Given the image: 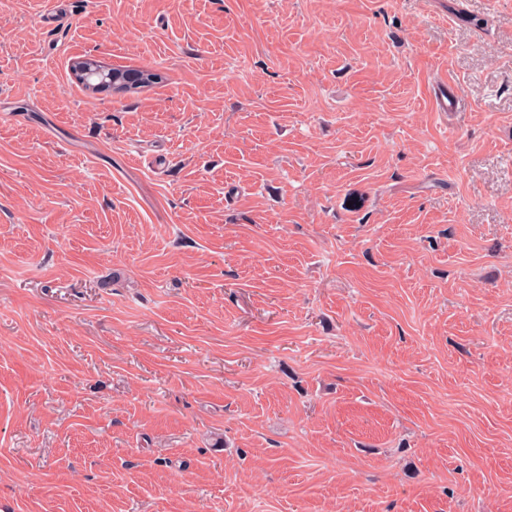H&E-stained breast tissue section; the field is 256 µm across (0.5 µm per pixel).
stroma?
Masks as SVG:
<instances>
[{"label": "stroma", "instance_id": "stroma-1", "mask_svg": "<svg viewBox=\"0 0 512 512\" xmlns=\"http://www.w3.org/2000/svg\"><path fill=\"white\" fill-rule=\"evenodd\" d=\"M45 7L0 0V512H512V0ZM432 104L436 112H444V114L458 108V97L453 93L448 94V82L443 78H438L434 82Z\"/></svg>", "mask_w": 512, "mask_h": 512}]
</instances>
